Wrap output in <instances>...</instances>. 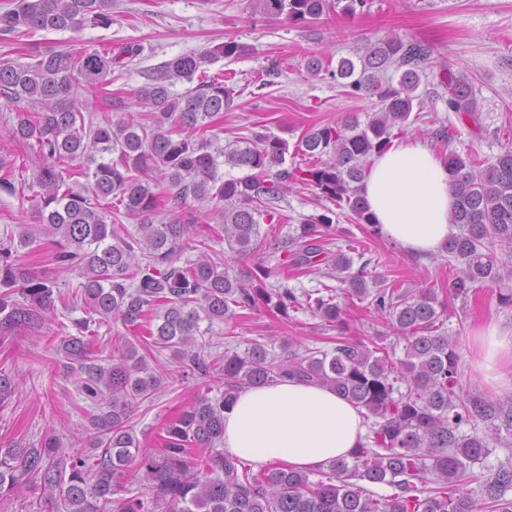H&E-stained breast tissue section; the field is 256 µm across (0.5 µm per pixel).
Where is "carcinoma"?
<instances>
[{
    "mask_svg": "<svg viewBox=\"0 0 512 512\" xmlns=\"http://www.w3.org/2000/svg\"><path fill=\"white\" fill-rule=\"evenodd\" d=\"M254 13L294 24H315L332 13L353 16L366 0H251ZM0 11V35L38 31L77 32L90 24L112 25V0H13ZM248 47L224 41L199 53L179 55L151 72L136 90L142 111L130 112L121 96L103 87L112 65L133 57L132 46L110 50H35L34 62L0 61V98L13 107L12 141L37 159L28 190L34 193L37 224L18 237L0 239V339L44 323L63 301L58 282L32 270L19 249L53 238L49 261L77 273L85 316L72 320L56 351L66 376L94 412L84 440L90 453L64 451L56 434L36 444L0 448V495L24 484L41 491L42 512H512V468L486 480L468 472L489 454L488 441L512 435V402L463 394L462 357L455 337L442 330L437 295L398 288H368L376 280L369 262L353 269L339 251L332 258L340 292L306 294L301 302L288 283L268 279L275 271L257 259L254 270L231 275L208 253L215 237L231 251L252 257L261 225L288 221L282 202L293 185L317 190L322 211L304 218L281 246V264L313 268L325 254V231L335 208L378 236L360 183L371 158L405 133L422 78L433 74L448 110L477 120L479 102L468 78L437 66L433 48L392 36L370 42L355 58L337 62L318 56L307 73L336 82L352 97L376 99L378 111L320 125L295 145L303 164L286 166L288 141L264 128L225 148L203 134L218 127L233 105L232 89L210 78L205 67L247 54ZM398 79L388 76V72ZM197 86L183 93L178 80ZM99 95L117 122L86 125L84 96ZM243 171L222 178L221 163ZM462 232L444 247L460 263L448 290L467 296L475 288L497 289L499 303L512 307V148L491 159L453 151L444 155ZM12 162L0 152V189L17 193ZM163 179L173 207L154 222L157 180ZM85 180L89 194L74 190ZM194 205H189L188 200ZM213 212L212 226L197 213ZM139 221V236L107 223L112 213ZM188 249L195 260L181 261ZM371 298L370 306L406 341L404 358L393 361L376 341L344 336L331 350L281 345L276 355L254 342L240 354L206 338L215 324L240 312L266 307L282 316L306 305L327 327L346 322V300ZM121 323L135 341L105 358L95 347L96 319ZM207 322L206 329L201 323ZM171 352L179 376L188 382H216L224 391L199 393L179 416L166 422L162 445L146 452L134 431L133 412L152 401L171 378L151 364ZM288 378L322 384L351 402L362 417L375 418L370 433L349 458L328 465V481L305 471L265 466L257 471L224 443V409L250 386H273ZM406 385L400 391L397 384ZM467 424L471 433L462 435ZM486 430H478L479 425ZM139 484L133 490L131 483ZM387 484L394 492L377 497L363 483ZM480 484L481 495L465 489Z\"/></svg>",
    "mask_w": 512,
    "mask_h": 512,
    "instance_id": "cac0c4a2",
    "label": "carcinoma"
}]
</instances>
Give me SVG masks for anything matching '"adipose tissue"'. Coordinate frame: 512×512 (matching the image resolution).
<instances>
[{"label": "adipose tissue", "mask_w": 512, "mask_h": 512, "mask_svg": "<svg viewBox=\"0 0 512 512\" xmlns=\"http://www.w3.org/2000/svg\"><path fill=\"white\" fill-rule=\"evenodd\" d=\"M370 211L387 237L411 255L433 254L458 228L450 175L427 145L404 139L373 159L362 185ZM478 334L481 368L493 382L512 359V335L496 324ZM365 435L358 410L329 388L287 380L243 390L224 412V446L258 463L313 471L348 456Z\"/></svg>", "instance_id": "1"}]
</instances>
